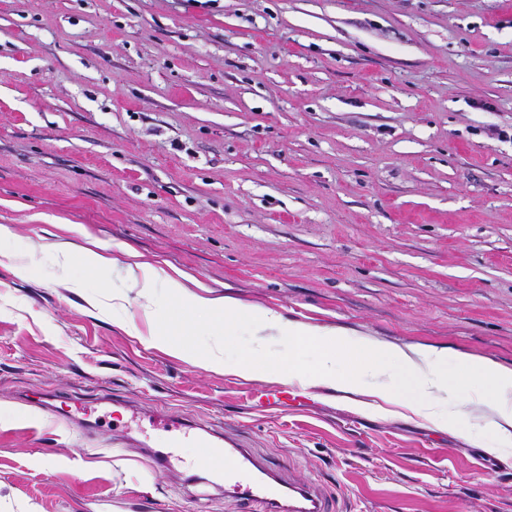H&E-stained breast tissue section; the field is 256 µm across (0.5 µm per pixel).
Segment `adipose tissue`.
Masks as SVG:
<instances>
[{
  "label": "adipose tissue",
  "mask_w": 512,
  "mask_h": 512,
  "mask_svg": "<svg viewBox=\"0 0 512 512\" xmlns=\"http://www.w3.org/2000/svg\"><path fill=\"white\" fill-rule=\"evenodd\" d=\"M129 273L141 277V296L158 325L156 331L145 337V345L176 351L193 365L220 370L226 364L225 359L199 349L194 337L221 336L229 340L242 326L252 325L287 336V358L272 365L282 382L307 385L324 380L353 388L368 376L387 370L395 382L392 398L401 400L440 430L458 428L459 423L439 403V394L459 400L467 395L468 385L475 384L512 424V369L489 358H464L460 364L462 376L452 382L448 379L447 352L427 347L409 354L399 348L354 340L333 328L287 322L272 310L261 311L227 299L188 295L163 269L146 263L134 264ZM343 353L354 357L352 367L346 371L336 368V360ZM310 354L317 356L318 369H306L304 359Z\"/></svg>",
  "instance_id": "ef3b65f1"
}]
</instances>
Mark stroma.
I'll return each mask as SVG.
<instances>
[{"mask_svg": "<svg viewBox=\"0 0 512 512\" xmlns=\"http://www.w3.org/2000/svg\"><path fill=\"white\" fill-rule=\"evenodd\" d=\"M510 125L512 0H0V512H234L218 477L155 465L152 413L236 432L342 512H512L479 393L459 410L482 448L363 388L191 365L141 343L127 272L512 368ZM89 238L104 276L58 265ZM283 388L307 405L257 407ZM53 389L110 393L108 426Z\"/></svg>", "mask_w": 512, "mask_h": 512, "instance_id": "35a3bbf8", "label": "stroma"}]
</instances>
